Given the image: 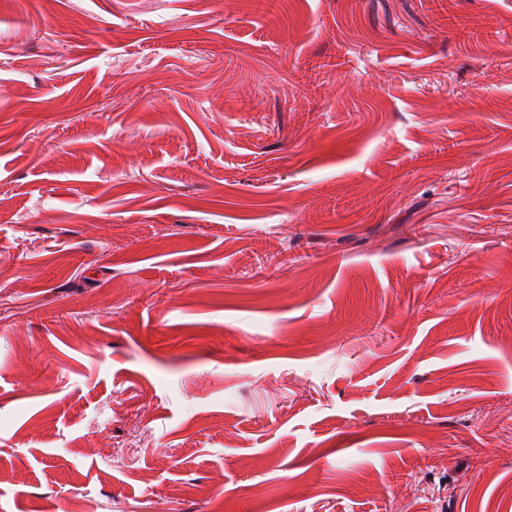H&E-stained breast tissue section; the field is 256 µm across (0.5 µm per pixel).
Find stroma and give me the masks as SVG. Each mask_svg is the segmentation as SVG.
<instances>
[{
  "label": "stroma",
  "instance_id": "stroma-1",
  "mask_svg": "<svg viewBox=\"0 0 512 512\" xmlns=\"http://www.w3.org/2000/svg\"><path fill=\"white\" fill-rule=\"evenodd\" d=\"M0 82V512H512V0H0Z\"/></svg>",
  "mask_w": 512,
  "mask_h": 512
}]
</instances>
